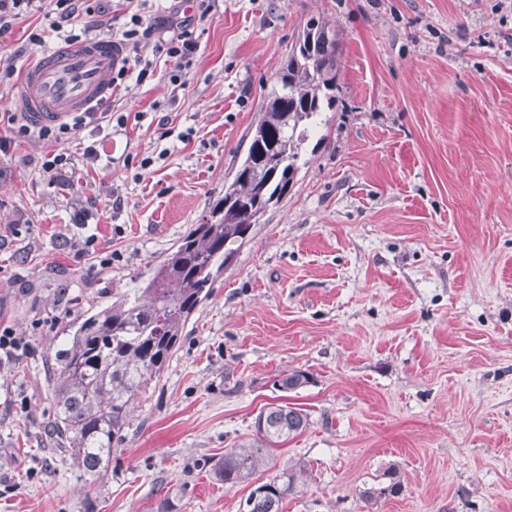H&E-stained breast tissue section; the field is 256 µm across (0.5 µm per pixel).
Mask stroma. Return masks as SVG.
Segmentation results:
<instances>
[{
    "mask_svg": "<svg viewBox=\"0 0 512 512\" xmlns=\"http://www.w3.org/2000/svg\"><path fill=\"white\" fill-rule=\"evenodd\" d=\"M314 16L342 51L322 143L217 278L126 441L99 473L68 465L47 430L49 348L201 223ZM50 23L17 20L0 62L49 51ZM197 32L184 90L161 73L128 80L111 97L124 130L82 127L58 145L100 143L105 167L77 156L58 182L40 167L46 146L0 153V323L29 345L0 364V512H157L167 495L177 512H240L292 460L311 474L282 512H512V0H219ZM81 206L120 255L111 268L64 246ZM291 369L312 383L276 387ZM286 403L309 428L252 483L217 482L259 411ZM392 464L402 493L364 504Z\"/></svg>",
    "mask_w": 512,
    "mask_h": 512,
    "instance_id": "stroma-1",
    "label": "stroma"
}]
</instances>
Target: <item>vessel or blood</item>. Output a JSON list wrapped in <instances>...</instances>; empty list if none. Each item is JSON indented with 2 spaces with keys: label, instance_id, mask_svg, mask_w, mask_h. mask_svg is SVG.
<instances>
[{
  "label": "vessel or blood",
  "instance_id": "obj_1",
  "mask_svg": "<svg viewBox=\"0 0 512 512\" xmlns=\"http://www.w3.org/2000/svg\"><path fill=\"white\" fill-rule=\"evenodd\" d=\"M122 56L110 38L48 52L23 70L14 104L32 123L67 122L108 94L109 77Z\"/></svg>",
  "mask_w": 512,
  "mask_h": 512
}]
</instances>
